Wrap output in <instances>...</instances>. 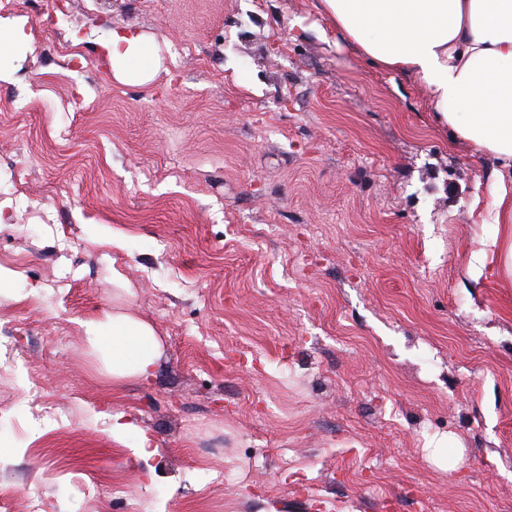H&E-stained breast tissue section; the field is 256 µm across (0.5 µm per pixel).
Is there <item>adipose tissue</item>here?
Here are the masks:
<instances>
[{"mask_svg": "<svg viewBox=\"0 0 512 512\" xmlns=\"http://www.w3.org/2000/svg\"><path fill=\"white\" fill-rule=\"evenodd\" d=\"M324 13L358 52L402 72L427 91L436 120L455 137L499 161L492 194L503 238H492L480 261L504 252L512 266V0H321ZM103 50L117 78L143 57L155 77L147 37L113 31ZM91 343L106 344L112 375H150L160 344L152 327L118 314L84 324Z\"/></svg>", "mask_w": 512, "mask_h": 512, "instance_id": "obj_1", "label": "adipose tissue"}]
</instances>
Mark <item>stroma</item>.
I'll return each instance as SVG.
<instances>
[{
	"instance_id": "obj_1",
	"label": "stroma",
	"mask_w": 512,
	"mask_h": 512,
	"mask_svg": "<svg viewBox=\"0 0 512 512\" xmlns=\"http://www.w3.org/2000/svg\"><path fill=\"white\" fill-rule=\"evenodd\" d=\"M1 4L29 36L0 60L9 512H512V273L470 270L492 156L320 0ZM116 28L154 79L113 77ZM112 314L153 328L151 376L88 342ZM102 47L117 78L127 80V64L130 60L137 57L147 56L148 62L140 71L147 73L150 79L154 78L158 72L150 41L144 35L112 30L111 37Z\"/></svg>"
}]
</instances>
